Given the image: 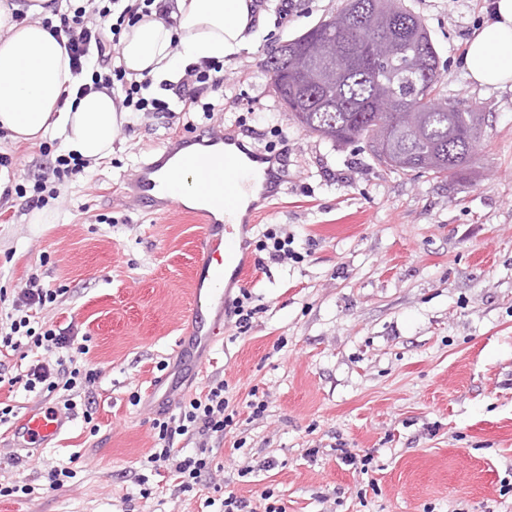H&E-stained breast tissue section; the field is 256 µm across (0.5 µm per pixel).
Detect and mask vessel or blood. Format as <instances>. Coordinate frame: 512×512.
Here are the masks:
<instances>
[{
  "instance_id": "b4317fda",
  "label": "vessel or blood",
  "mask_w": 512,
  "mask_h": 512,
  "mask_svg": "<svg viewBox=\"0 0 512 512\" xmlns=\"http://www.w3.org/2000/svg\"><path fill=\"white\" fill-rule=\"evenodd\" d=\"M237 140L231 133H213L200 140L197 150L177 154L167 147L166 156H178L181 171L192 173L194 186L209 206L197 210L203 234L199 243L192 276L188 318L196 337L212 343L224 332L220 320L205 322V314L224 309V285L243 283L249 266L244 253V227L216 219V212L232 214L247 187L234 147ZM158 164L148 163L134 175L131 184L141 197L155 209L185 212L178 196L169 193L158 178ZM72 415L55 406L39 404L24 413L10 427L7 437L10 450L44 448L52 444L70 426Z\"/></svg>"
}]
</instances>
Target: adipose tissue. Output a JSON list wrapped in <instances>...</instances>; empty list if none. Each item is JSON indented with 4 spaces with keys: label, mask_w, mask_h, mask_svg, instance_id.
I'll return each mask as SVG.
<instances>
[{
    "label": "adipose tissue",
    "mask_w": 512,
    "mask_h": 512,
    "mask_svg": "<svg viewBox=\"0 0 512 512\" xmlns=\"http://www.w3.org/2000/svg\"><path fill=\"white\" fill-rule=\"evenodd\" d=\"M51 0H0V133L14 142L53 136L67 153L90 162L112 154L125 112L107 91L78 96L64 36L44 24ZM255 0H175L171 14L152 11L123 30L119 62L153 84L179 79L187 65L227 60L263 32ZM466 76L481 86L512 88V0H493L467 41Z\"/></svg>",
    "instance_id": "adipose-tissue-1"
}]
</instances>
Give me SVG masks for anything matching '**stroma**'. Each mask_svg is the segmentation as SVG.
Returning a JSON list of instances; mask_svg holds the SVG:
<instances>
[{"mask_svg":"<svg viewBox=\"0 0 512 512\" xmlns=\"http://www.w3.org/2000/svg\"><path fill=\"white\" fill-rule=\"evenodd\" d=\"M406 2L430 33L449 101L485 115L466 175L390 171L365 142L333 145L280 108L266 61L345 0H296L285 16L281 0H260L266 31L225 62L215 115L128 120L110 157L45 194L51 223H29V199L62 144L0 138L9 186L22 192L0 207V290L15 295L33 274L57 290L41 321L90 336L101 372L99 433L78 417L33 458L0 459V485L18 488L0 495V512H204L209 488L154 476L144 499L138 476L162 403L215 379L237 410L216 481L257 512L267 489L284 512H512V89L476 85L461 68L491 0ZM233 125L288 175L247 238L287 232L297 258L250 250L245 286L228 294L249 291L250 326L226 320L198 374L176 345L200 225L141 204L128 179L170 137ZM255 390L267 395L260 417L248 406ZM346 452L368 460V474ZM55 467L74 476L52 490Z\"/></svg>","mask_w":512,"mask_h":512,"instance_id":"obj_1","label":"stroma"}]
</instances>
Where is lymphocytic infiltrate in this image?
Segmentation results:
<instances>
[{
	"label": "lymphocytic infiltrate",
	"mask_w": 512,
	"mask_h": 512,
	"mask_svg": "<svg viewBox=\"0 0 512 512\" xmlns=\"http://www.w3.org/2000/svg\"><path fill=\"white\" fill-rule=\"evenodd\" d=\"M154 0H106L93 8L78 7L60 16L58 30L67 39L71 65L75 74L91 70V84L81 85V92L115 90L121 93L124 108L133 112L213 111L208 94L224 89V66L218 62L193 63L175 83H162V95L149 94L150 79L128 78L123 66L114 62L112 36L120 35L123 26H132L150 12ZM56 290L44 287L38 277H31L12 301L14 314L9 325H0V356L27 351L33 359L28 368L8 377V385H22L36 394L62 393L61 411L75 412L83 390L99 380L98 370L87 364L90 347L87 336L73 327L39 329L31 325L33 310L55 302ZM237 411L226 395L223 381L213 380L205 391L187 397L178 404L175 415L154 419L157 442L144 456L139 482L140 494L149 497L150 474L168 471L181 491L199 487L204 477L220 471L216 457L217 440L232 427ZM195 444L193 451L177 446V437Z\"/></svg>",
	"instance_id": "lymphocytic-infiltrate-1"
}]
</instances>
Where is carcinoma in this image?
Returning <instances> with one entry per match:
<instances>
[{
    "label": "carcinoma",
    "mask_w": 512,
    "mask_h": 512,
    "mask_svg": "<svg viewBox=\"0 0 512 512\" xmlns=\"http://www.w3.org/2000/svg\"><path fill=\"white\" fill-rule=\"evenodd\" d=\"M343 10L355 27L350 60L333 84L303 79L296 62L316 42L339 40L331 14L303 35L288 41L266 62L274 93L290 120L333 144L364 140L374 160L397 172L423 171L435 177L472 169L468 140L483 120L448 103L441 89L437 51L430 35L404 0H347ZM386 15L383 35L397 56L368 70L358 51L377 35L374 17Z\"/></svg>",
    "instance_id": "carcinoma-1"
}]
</instances>
